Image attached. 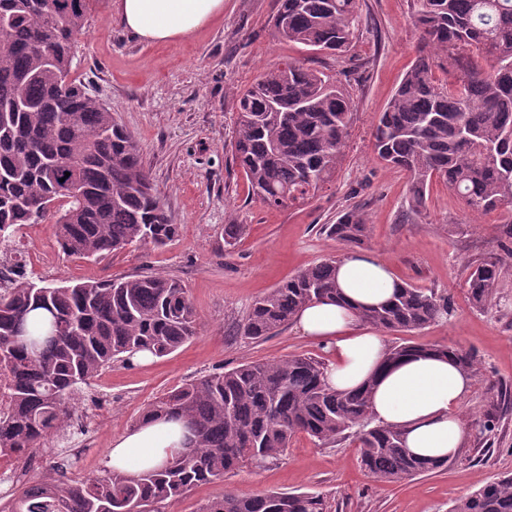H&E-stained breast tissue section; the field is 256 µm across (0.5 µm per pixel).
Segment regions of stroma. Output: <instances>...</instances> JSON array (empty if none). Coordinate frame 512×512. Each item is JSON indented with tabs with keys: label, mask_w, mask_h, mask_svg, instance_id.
Masks as SVG:
<instances>
[{
	"label": "stroma",
	"mask_w": 512,
	"mask_h": 512,
	"mask_svg": "<svg viewBox=\"0 0 512 512\" xmlns=\"http://www.w3.org/2000/svg\"><path fill=\"white\" fill-rule=\"evenodd\" d=\"M358 6L352 47L333 56L277 41L271 27L276 0H224L223 15L161 44L129 37L110 0H97L77 40L72 75L90 83L135 137L178 235L162 247L133 246L82 260L59 250L52 224H29L19 233L27 273L56 285L160 272L187 287L201 330L149 364L113 362L86 389L76 412L92 433L77 459H56L65 477L79 479L106 466L113 441L173 388L245 361L326 357L321 345L291 324L261 342L237 330L256 298L325 257L348 255L319 228L353 207L368 224L363 252L388 262L399 281L437 289L450 305L447 320L412 337L387 333L388 344L412 339L472 352L480 373L460 412L472 430L485 415L488 389L506 386V406L494 430L481 440L470 433L461 452L435 473L385 483L362 469L354 439L321 445L299 434L278 460L197 486L168 512H198L230 491L295 489L322 493L332 512H449L486 481L512 474V275L503 280L501 300L482 308L471 305L466 287L471 262L493 253L512 263V241L498 237L497 214L468 211L438 181L421 221L404 222L408 176L377 159L371 132L415 57L412 0H359ZM286 60L339 81L352 97L354 116L331 181L305 203L276 208L253 196L232 159L234 121L237 94ZM228 224L246 227L230 246L224 243Z\"/></svg>",
	"instance_id": "obj_1"
}]
</instances>
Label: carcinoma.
I'll return each mask as SVG.
<instances>
[{
  "mask_svg": "<svg viewBox=\"0 0 512 512\" xmlns=\"http://www.w3.org/2000/svg\"><path fill=\"white\" fill-rule=\"evenodd\" d=\"M97 0H0V255L13 252L25 224L53 221L61 251L101 259L129 247H161L178 233L154 190L134 137L91 88L71 76L74 48ZM415 58L373 128L374 152L409 176L406 218L426 209L439 181L473 213L497 212L512 239V0H413ZM357 0H277L274 37L308 51L340 54L352 45ZM460 73L437 85L434 61ZM352 102L339 82L300 64L267 70L236 102L235 159L252 192L271 207L306 200L330 178L349 136ZM70 176H65V173ZM322 231L361 247L367 224L356 210ZM312 265L257 299L239 326L262 341L315 301L336 299V263ZM502 258L472 264L469 298L490 303L505 277ZM448 298L402 284L393 298L361 310L383 331L414 332L448 318ZM198 335L196 310L180 281L159 273L39 286L0 270V457L54 451L69 439L82 389L112 361L138 352L169 355ZM412 352L452 356L474 372L466 350L405 343ZM325 361L298 354L250 361L177 387L139 417L182 423L187 443L163 467L129 475L103 467L84 480L15 482L0 512H166L194 487L242 466L277 459L304 433L323 444L354 437L360 463L377 482L433 473L395 426L374 422L372 385L338 392ZM500 392L487 398L480 434L493 431ZM199 512H328L306 491L226 492ZM450 512H512V475L456 501Z\"/></svg>",
  "mask_w": 512,
  "mask_h": 512,
  "instance_id": "1",
  "label": "carcinoma"
}]
</instances>
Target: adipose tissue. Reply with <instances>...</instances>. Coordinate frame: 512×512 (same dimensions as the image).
Returning <instances> with one entry per match:
<instances>
[{"label":"adipose tissue","instance_id":"obj_1","mask_svg":"<svg viewBox=\"0 0 512 512\" xmlns=\"http://www.w3.org/2000/svg\"><path fill=\"white\" fill-rule=\"evenodd\" d=\"M112 10L137 39L162 43L196 32L224 11V0H112ZM341 298L305 306L297 330L329 351L325 381L338 391L372 383L375 420L403 432L416 456L454 457L467 436L460 405L473 378L449 358L417 354L387 363L382 331L361 321L359 309L385 303L395 293L389 266L370 254H352L336 269ZM182 444L177 424L162 420L138 425L112 444L110 462L126 473L163 466Z\"/></svg>","mask_w":512,"mask_h":512}]
</instances>
